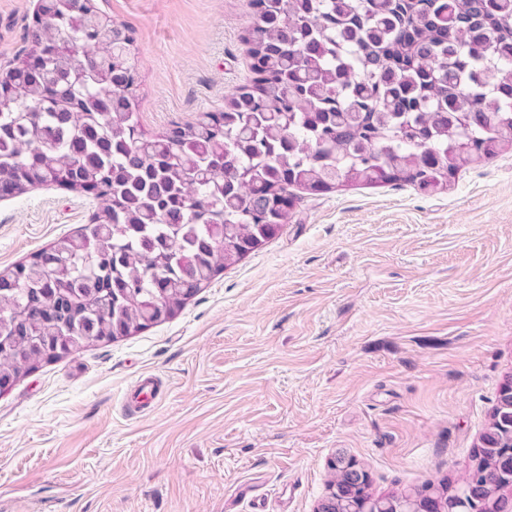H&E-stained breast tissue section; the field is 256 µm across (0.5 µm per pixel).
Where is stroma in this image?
Wrapping results in <instances>:
<instances>
[{"label": "stroma", "mask_w": 512, "mask_h": 512, "mask_svg": "<svg viewBox=\"0 0 512 512\" xmlns=\"http://www.w3.org/2000/svg\"><path fill=\"white\" fill-rule=\"evenodd\" d=\"M37 0H0V73ZM128 27L140 121L252 83L254 0H92ZM63 187L0 199V272L89 224ZM512 372V149L426 194L303 195L171 319L0 392V512H315L337 455L376 494L453 482ZM158 397L136 413L135 386Z\"/></svg>", "instance_id": "35a3bbf8"}]
</instances>
